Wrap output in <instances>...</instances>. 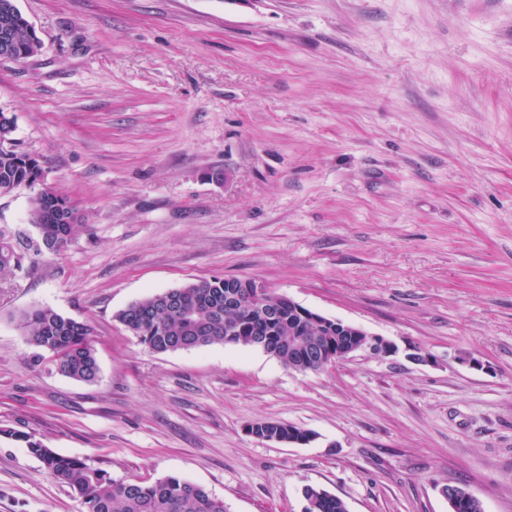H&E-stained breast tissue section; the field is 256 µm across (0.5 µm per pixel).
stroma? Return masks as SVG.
Instances as JSON below:
<instances>
[{"mask_svg": "<svg viewBox=\"0 0 512 512\" xmlns=\"http://www.w3.org/2000/svg\"><path fill=\"white\" fill-rule=\"evenodd\" d=\"M16 5L40 49L0 59V112L82 225L0 272V512H84L12 430L227 512H302L308 485L348 512H448V485L512 512V0ZM33 194H0V233L38 239ZM213 277L397 351L298 372L155 353L115 319ZM42 306L92 326L96 382L36 360ZM280 424L281 423H276V422L258 423V424L250 426L247 429V432L250 435L255 436L252 432H255V431H258V430L261 429L266 436H268L270 434L274 436L273 440L269 439V438H264V441H271V442L284 443V444H301V443H306L307 442L306 441L307 438H308L309 441L312 438L311 435H308V437H307L308 431L302 430V429L297 428V427H289V428L293 429L296 432V437L300 438V439H295L294 437H290L289 438L288 437V432L294 433V431L289 429L288 426L282 425L283 434L288 439V441L282 442L279 439V436H278L279 432H280V427L278 425H280ZM273 425L277 426V427L274 428Z\"/></svg>", "mask_w": 512, "mask_h": 512, "instance_id": "1", "label": "stroma"}]
</instances>
